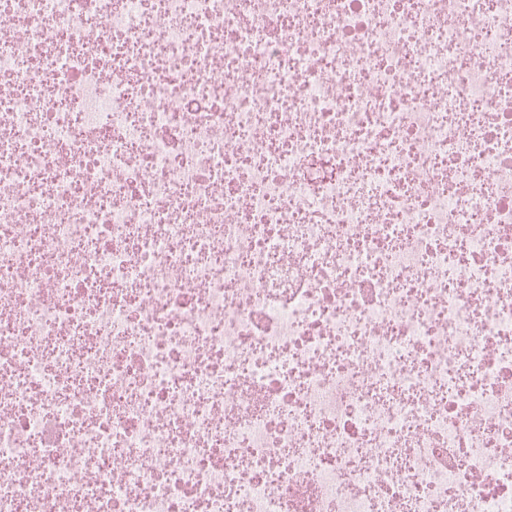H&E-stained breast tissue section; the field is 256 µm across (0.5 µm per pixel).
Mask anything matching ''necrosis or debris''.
<instances>
[{
  "mask_svg": "<svg viewBox=\"0 0 512 512\" xmlns=\"http://www.w3.org/2000/svg\"><path fill=\"white\" fill-rule=\"evenodd\" d=\"M0 512H512V0H0Z\"/></svg>",
  "mask_w": 512,
  "mask_h": 512,
  "instance_id": "necrosis-or-debris-1",
  "label": "necrosis or debris"
}]
</instances>
